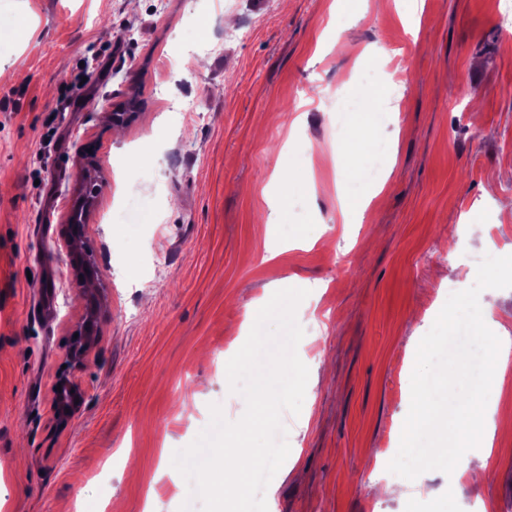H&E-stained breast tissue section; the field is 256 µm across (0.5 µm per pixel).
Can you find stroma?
<instances>
[{
  "label": "stroma",
  "mask_w": 512,
  "mask_h": 512,
  "mask_svg": "<svg viewBox=\"0 0 512 512\" xmlns=\"http://www.w3.org/2000/svg\"><path fill=\"white\" fill-rule=\"evenodd\" d=\"M331 2L0 0V512H178L174 451L210 404L243 415L224 359L256 302L291 287L308 292L297 354L315 388L282 415L290 453L268 512H512V435L470 449L480 485L449 476L425 433L400 460L403 499L373 482L412 388L450 411L442 383L480 385L442 353L460 300L498 297L497 327L473 323L480 350L512 333V0H363L354 20ZM368 64L392 116L358 136L395 141L396 165L381 195L365 183L364 222L340 224L363 174L336 161V127L354 125L337 108ZM173 97L205 120L169 111ZM298 143L312 156L300 170L283 162ZM89 156L92 283L64 240ZM109 210L147 222L132 236ZM91 294L85 397L60 428L52 387ZM425 341L437 349L415 361Z\"/></svg>",
  "instance_id": "obj_1"
}]
</instances>
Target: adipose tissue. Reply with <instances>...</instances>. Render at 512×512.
Instances as JSON below:
<instances>
[{
    "label": "adipose tissue",
    "mask_w": 512,
    "mask_h": 512,
    "mask_svg": "<svg viewBox=\"0 0 512 512\" xmlns=\"http://www.w3.org/2000/svg\"><path fill=\"white\" fill-rule=\"evenodd\" d=\"M489 367L485 379V394L481 397L461 399L460 391L455 382H447L444 386L449 398L458 400L459 409L455 416L437 411L427 393L413 390L409 399L407 420L399 432L396 445L402 450L413 448L415 440L423 429H431L439 437L432 454L438 458L448 459L458 477L470 474V466L465 450L474 441H482L484 447H491L494 433L484 422L487 407L486 393L497 388L508 365L512 364V336L502 335L498 342L487 350Z\"/></svg>",
    "instance_id": "ef3b65f1"
}]
</instances>
